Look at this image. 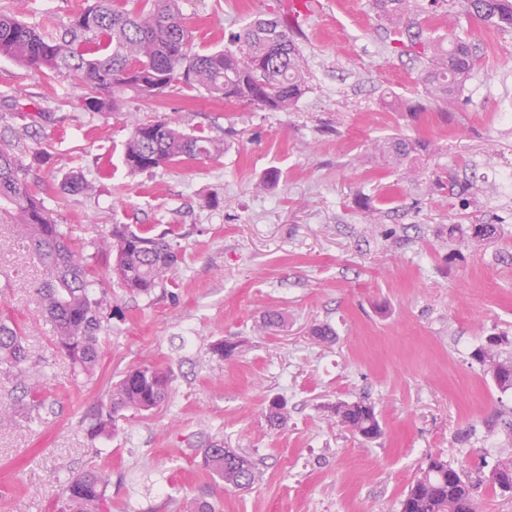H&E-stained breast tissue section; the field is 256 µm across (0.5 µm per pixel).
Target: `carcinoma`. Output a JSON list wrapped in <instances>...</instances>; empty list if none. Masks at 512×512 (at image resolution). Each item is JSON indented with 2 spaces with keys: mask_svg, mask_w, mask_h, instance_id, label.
I'll use <instances>...</instances> for the list:
<instances>
[{
  "mask_svg": "<svg viewBox=\"0 0 512 512\" xmlns=\"http://www.w3.org/2000/svg\"><path fill=\"white\" fill-rule=\"evenodd\" d=\"M379 13L395 25L423 12L418 0H375ZM462 12L477 18L485 27L512 30V0H464ZM407 40H393L401 48H414L425 55L420 80L431 100L446 107L465 86L477 60L472 44L456 36L423 40V30ZM237 51L216 49L192 51V33L183 25L178 0H139V5L120 8L114 0H93L68 22L50 31L26 24L17 11H0V57L30 69L80 82L83 107L90 112L120 109V90H131L155 99L174 87L202 91L214 101L247 102L264 109H293L308 90V76L293 37L279 22L257 19L239 35ZM427 143L405 137H387L378 145L383 161L413 167L416 150ZM214 140L185 132L164 118L133 126L125 144L124 163L137 173L166 168L181 160H208L219 152ZM26 150L0 139V223L17 224L25 243L43 269L37 292L55 334L56 352L69 359L78 374L91 378L99 364L103 333L108 330V301L93 289L95 270L56 223L53 209L45 204L28 181ZM91 186L77 174L69 177L63 192L85 193ZM496 224H472L467 234L484 240L498 236ZM169 232L152 235L130 224L112 225L102 248L115 255L113 272L127 293L149 295L172 281L182 257ZM480 364H489L497 389L512 391V359L500 361L489 347L473 352ZM29 353L22 330L0 320V370L15 374L20 386L36 392L44 376L39 364L28 363ZM168 370L143 364L118 380L108 404L96 414V432L113 430L115 415L124 410L147 412L164 402L169 394ZM334 413L339 421L365 440L381 435L374 407L364 400L342 401ZM203 466L213 480L239 488L259 481L260 472L246 456L216 444L203 449ZM451 465L431 457L411 483L402 500L401 512H479L475 485L462 476L448 478ZM109 477L86 472L67 480L60 512H103L107 503ZM491 485L512 491V460L491 471Z\"/></svg>",
  "mask_w": 512,
  "mask_h": 512,
  "instance_id": "1",
  "label": "carcinoma"
}]
</instances>
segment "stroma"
I'll list each match as a JSON object with an SVG mask.
<instances>
[{
  "mask_svg": "<svg viewBox=\"0 0 512 512\" xmlns=\"http://www.w3.org/2000/svg\"><path fill=\"white\" fill-rule=\"evenodd\" d=\"M91 0H0L39 27L68 21ZM179 0L194 51L236 49L252 19L295 23L309 89L291 111L214 102L178 88L163 99L127 94L118 112L83 109L74 78L47 77L0 58V97L26 111L6 135L46 151L32 172L71 241L98 272L118 312L93 378L57 354L35 291L43 277L15 225L0 224V314L17 323L32 361L48 373L34 415L0 374V512H58L69 477L105 472L109 512H401L429 457L476 485L482 512H512L492 490L495 464L512 459V392L500 393L472 351L489 337L512 357V33L485 40L460 29L477 62L451 112L431 106L422 59L390 52L393 25L373 0ZM421 114L393 107L391 95ZM220 143L211 160L130 173L132 127L163 117ZM390 134L429 141L424 173L391 168L375 181V145ZM277 182H268L270 171ZM82 174L94 190L62 194ZM469 179L468 206L441 190ZM171 231L182 264L175 284L148 296L119 288L98 244L113 225ZM452 224H497L499 237L449 242ZM282 316L264 330L263 315ZM334 333L322 342L312 334ZM239 344L218 360L210 348ZM157 363L170 395L150 412L125 411L112 437L89 415L126 371ZM286 403L285 425L268 406ZM365 400L383 434L365 441L341 424L337 402ZM248 455L261 473L247 489L203 476L200 450Z\"/></svg>",
  "mask_w": 512,
  "mask_h": 512,
  "instance_id": "1",
  "label": "stroma"
}]
</instances>
